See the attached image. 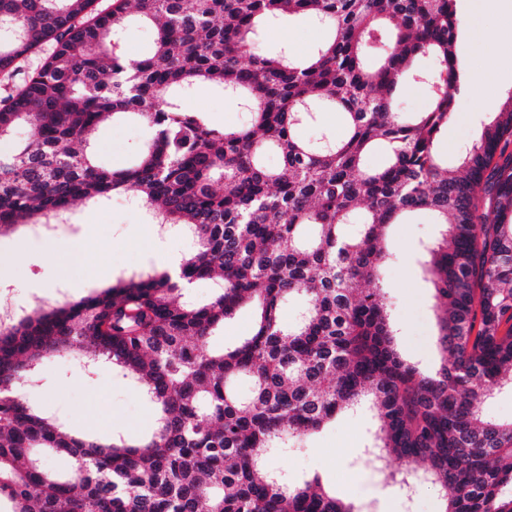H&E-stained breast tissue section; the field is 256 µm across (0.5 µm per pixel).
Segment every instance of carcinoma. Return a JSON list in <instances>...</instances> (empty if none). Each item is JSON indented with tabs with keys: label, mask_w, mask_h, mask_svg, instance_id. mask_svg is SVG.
Here are the masks:
<instances>
[{
	"label": "carcinoma",
	"mask_w": 512,
	"mask_h": 512,
	"mask_svg": "<svg viewBox=\"0 0 512 512\" xmlns=\"http://www.w3.org/2000/svg\"><path fill=\"white\" fill-rule=\"evenodd\" d=\"M296 14L327 39L302 61L265 54V29ZM132 17L156 29L138 58L119 42ZM460 24L456 0H112L102 12L95 0H0V72L55 43L0 103L1 141L34 129L0 153V236L126 194L194 241L175 279L132 273L0 327V512H360L316 476L283 484L266 457L366 400L380 428L365 454L386 483L410 484L391 459L422 461L443 512H512V424L482 414L512 388V98L448 174L435 142L459 90ZM409 80L430 100L405 117L397 86ZM203 83L238 96L248 125L218 131L187 110ZM325 108L344 134L301 138ZM128 115L151 142L130 168L99 165L92 133ZM374 145L385 161L369 167ZM420 210L444 226L426 249L443 353L433 375L400 358L381 289L367 287L388 257L384 229ZM215 279L208 303L183 300ZM287 297L303 307L286 327ZM247 303L252 335L212 347ZM73 352L90 368L107 360L156 406L149 437L100 443L30 403L42 359ZM34 448L66 459V473Z\"/></svg>",
	"instance_id": "obj_1"
}]
</instances>
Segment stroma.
<instances>
[{
  "instance_id": "stroma-1",
  "label": "stroma",
  "mask_w": 512,
  "mask_h": 512,
  "mask_svg": "<svg viewBox=\"0 0 512 512\" xmlns=\"http://www.w3.org/2000/svg\"><path fill=\"white\" fill-rule=\"evenodd\" d=\"M477 22L481 34L468 53L461 55L460 64L462 71L482 72L486 81L476 97L456 99L453 117L436 144L452 168L462 146L474 142L482 124L512 97V44L492 40L503 23L512 24V12L505 16L481 13ZM325 37V31L310 19L295 16L267 28L262 49L271 56L283 51L305 56ZM184 104L218 130L240 128L248 122V112L238 98L210 85L194 88ZM150 138V129L140 120H111L98 129L89 148L101 165L123 168ZM440 231L427 211L392 225L388 230L391 255L381 277L397 346L426 375L437 371L442 353L437 346L435 291L423 269L422 247L439 239ZM83 236L88 239L85 248L74 251L73 242ZM191 246L190 240L179 235L157 243L156 226L146 209L124 197L79 203L70 223L52 238L38 240L23 229L0 236V253L9 257L8 264L0 268V290L9 289L16 297L34 292L50 304L62 298L77 301L94 289L110 286L112 278L159 267L184 255ZM60 265L70 270L66 288L43 290V283L50 281ZM26 394L31 403L67 428L101 439L115 434L140 439L154 428L153 404L106 362L87 373L72 356L47 357L40 381L27 387ZM376 422V408L364 403L342 412L319 432L289 441L268 456L267 465L289 484L319 476L325 489L364 512H440V493L433 486L417 485L413 497H404L397 487L386 485L364 457L368 431Z\"/></svg>"
}]
</instances>
